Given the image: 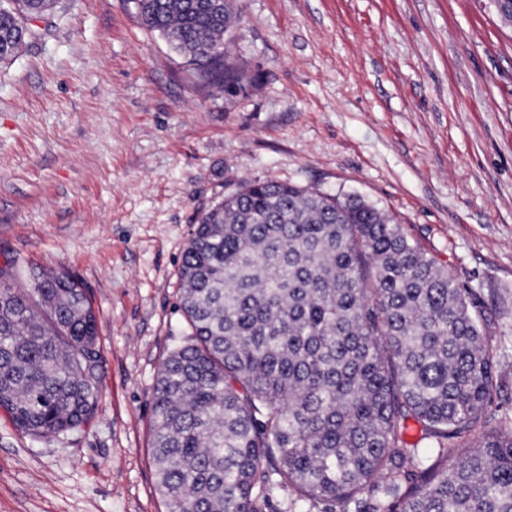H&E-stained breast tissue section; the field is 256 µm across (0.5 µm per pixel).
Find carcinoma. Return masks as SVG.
Segmentation results:
<instances>
[{"label":"carcinoma","mask_w":512,"mask_h":512,"mask_svg":"<svg viewBox=\"0 0 512 512\" xmlns=\"http://www.w3.org/2000/svg\"><path fill=\"white\" fill-rule=\"evenodd\" d=\"M204 84L239 87L213 0H130ZM56 0H0V62ZM189 338L152 393L169 512H512V427L475 431L496 390L480 297L358 195L254 181L198 217L182 255ZM97 321L64 271L0 266V410L35 437L94 416ZM429 446L406 444L407 422Z\"/></svg>","instance_id":"1"}]
</instances>
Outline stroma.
Instances as JSON below:
<instances>
[{"label": "stroma", "mask_w": 512, "mask_h": 512, "mask_svg": "<svg viewBox=\"0 0 512 512\" xmlns=\"http://www.w3.org/2000/svg\"><path fill=\"white\" fill-rule=\"evenodd\" d=\"M236 90L197 83L129 0H58L0 64V262L68 272L96 312L100 395L64 435L0 411V512H167L151 397L186 342L199 211L277 180L357 194L480 292L512 415V24L492 0H240Z\"/></svg>", "instance_id": "1"}]
</instances>
